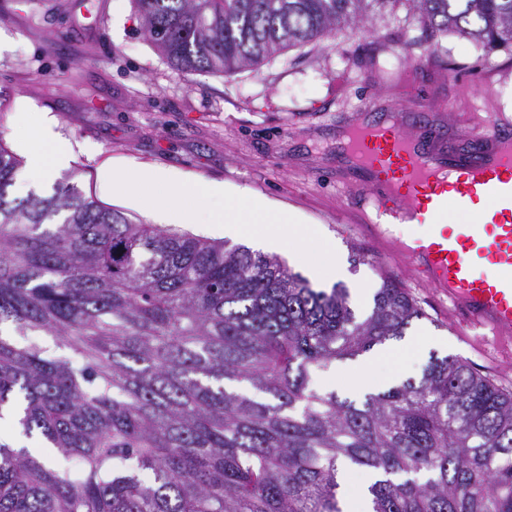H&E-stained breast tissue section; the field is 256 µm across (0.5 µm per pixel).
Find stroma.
Returning <instances> with one entry per match:
<instances>
[{"mask_svg":"<svg viewBox=\"0 0 512 512\" xmlns=\"http://www.w3.org/2000/svg\"><path fill=\"white\" fill-rule=\"evenodd\" d=\"M407 12L397 6L231 75L189 74L144 36L134 0H0V144L19 152L50 117L74 151L52 181L21 175L10 194H49L65 181L132 221L154 223L150 205L128 206L100 179L101 167L121 162L267 200L314 229L304 256L289 264L313 287L343 284L360 315L390 275L423 310L406 332L422 341L402 362L406 377H419L430 355H454L512 392V335L459 329L447 299L395 249L411 225L394 226L387 240L362 229L363 177L342 150L356 119L400 113L409 131L435 132L443 150H476L493 124L512 135V49L488 53L439 32L441 49L432 51ZM329 245L339 272L313 276L309 261Z\"/></svg>","mask_w":512,"mask_h":512,"instance_id":"1","label":"stroma"}]
</instances>
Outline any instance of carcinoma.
<instances>
[{
  "instance_id": "carcinoma-1",
  "label": "carcinoma",
  "mask_w": 512,
  "mask_h": 512,
  "mask_svg": "<svg viewBox=\"0 0 512 512\" xmlns=\"http://www.w3.org/2000/svg\"><path fill=\"white\" fill-rule=\"evenodd\" d=\"M186 73L255 65L397 0H134ZM424 30L512 48V0H408ZM0 144V411L80 463L73 478L0 438V512H342L338 463L380 472L373 512H512V393L431 355L361 401L314 369L399 340L422 312L385 278L359 319L341 284L278 258L137 224L66 183L8 199ZM13 341L20 347L37 344L46 348L49 353L61 359L69 360L76 363L79 358L69 348L62 345L54 336L48 335H29V336H12Z\"/></svg>"
}]
</instances>
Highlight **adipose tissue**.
Returning <instances> with one entry per match:
<instances>
[{
    "label": "adipose tissue",
    "instance_id": "obj_1",
    "mask_svg": "<svg viewBox=\"0 0 512 512\" xmlns=\"http://www.w3.org/2000/svg\"><path fill=\"white\" fill-rule=\"evenodd\" d=\"M29 168L32 174L48 179L73 157L71 145L55 130L53 120H45L38 130L35 141L26 143ZM112 186L126 195L130 203H137V194L147 188H161L154 199L156 209L166 218L186 224L197 223V211L187 206V199L203 200L223 198L221 207L210 210L206 221L222 225L225 232L246 241H255L267 247H293L301 251L311 230L298 224L287 212L275 210L269 203L256 200L248 204L236 201L232 192L220 185H201L194 182L174 183L171 175L162 170L130 169L125 164L112 167Z\"/></svg>",
    "mask_w": 512,
    "mask_h": 512
}]
</instances>
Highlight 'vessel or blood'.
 Returning a JSON list of instances; mask_svg holds the SVG:
<instances>
[{
    "instance_id": "obj_1",
    "label": "vessel or blood",
    "mask_w": 512,
    "mask_h": 512,
    "mask_svg": "<svg viewBox=\"0 0 512 512\" xmlns=\"http://www.w3.org/2000/svg\"><path fill=\"white\" fill-rule=\"evenodd\" d=\"M489 151L479 159L424 151L398 114L380 126L353 124L345 150L367 173L366 234L384 236L388 225L416 224L405 254L418 278L442 289L466 326L512 333V138L489 129ZM487 198L478 223L450 224L449 211L465 213Z\"/></svg>"
}]
</instances>
